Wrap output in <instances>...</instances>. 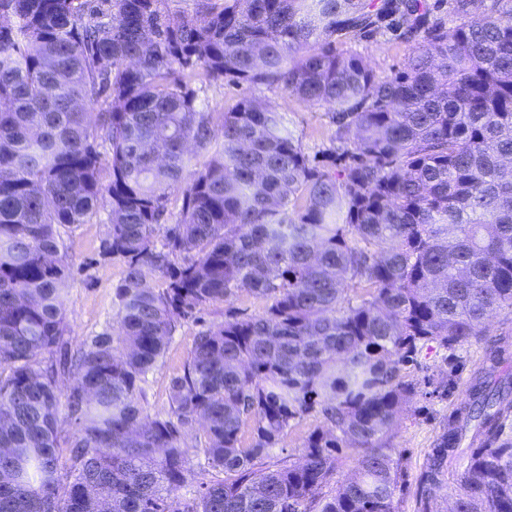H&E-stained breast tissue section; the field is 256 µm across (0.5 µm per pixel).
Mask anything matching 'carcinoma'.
<instances>
[{
  "label": "carcinoma",
  "mask_w": 512,
  "mask_h": 512,
  "mask_svg": "<svg viewBox=\"0 0 512 512\" xmlns=\"http://www.w3.org/2000/svg\"><path fill=\"white\" fill-rule=\"evenodd\" d=\"M195 2L0 0V512H397L401 367L512 308V0ZM386 26L414 51L381 77L342 45ZM221 82L247 92L209 112ZM266 90L327 108L338 145L306 154ZM101 209L119 328L74 346L62 230ZM243 291L270 304L201 330L169 412L145 413L178 328ZM506 344L417 512L465 441L456 512H512ZM189 434L223 477L198 480ZM319 424V419L316 417H309L306 420H304L300 425L292 428L288 431V435L284 439V442L281 446L283 448H276L273 451L274 457H283L288 454H298L299 448L303 437L306 435L307 431L309 429L314 428L316 425Z\"/></svg>",
  "instance_id": "carcinoma-1"
}]
</instances>
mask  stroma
<instances>
[{"label": "stroma", "mask_w": 512, "mask_h": 512, "mask_svg": "<svg viewBox=\"0 0 512 512\" xmlns=\"http://www.w3.org/2000/svg\"><path fill=\"white\" fill-rule=\"evenodd\" d=\"M346 47L364 57L382 77L401 68L413 51L411 43L397 39L389 32L348 40ZM269 100L308 154H316L331 146L334 127L325 108L298 100L283 91L270 94ZM107 224V214L102 211L90 223L79 225L64 236L72 272L64 308L68 335L75 345L86 337L112 329L116 323L112 292L124 267L116 260L103 262L99 259ZM264 307V300L243 292L230 303L207 308L202 322L185 323L173 336L162 361L146 376L144 388L148 414L168 412L170 381L181 372L202 325L223 321L229 308L241 316L250 317L261 314ZM486 326L487 334L482 340L452 352L440 348L424 351L418 365L407 369L411 379L429 384L431 392L416 397L403 408L393 431L392 445L401 456L405 474V491L398 512H416L419 479L433 442L450 411L466 399L471 377L482 366L493 340L504 335L512 337V309L497 310Z\"/></svg>", "instance_id": "stroma-1"}]
</instances>
